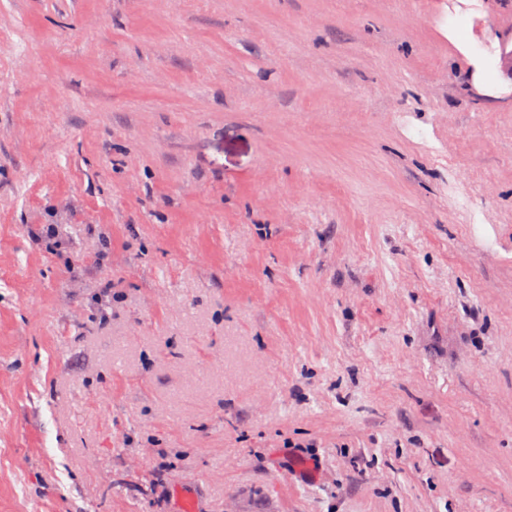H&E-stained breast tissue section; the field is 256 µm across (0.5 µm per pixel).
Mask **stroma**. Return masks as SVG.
<instances>
[{"instance_id": "stroma-1", "label": "stroma", "mask_w": 512, "mask_h": 512, "mask_svg": "<svg viewBox=\"0 0 512 512\" xmlns=\"http://www.w3.org/2000/svg\"><path fill=\"white\" fill-rule=\"evenodd\" d=\"M495 29L0 0V512H512Z\"/></svg>"}]
</instances>
